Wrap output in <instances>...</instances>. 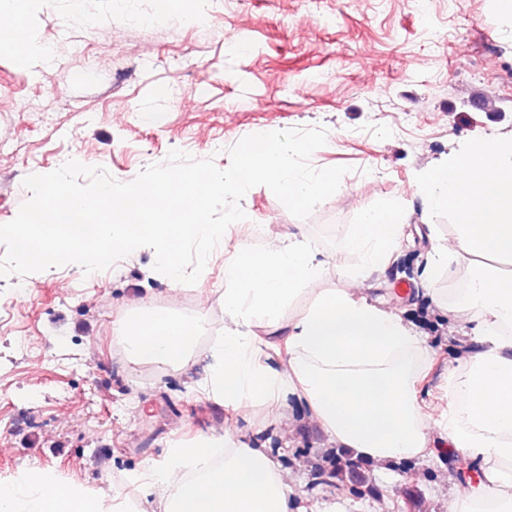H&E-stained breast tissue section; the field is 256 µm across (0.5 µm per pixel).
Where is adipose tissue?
Returning a JSON list of instances; mask_svg holds the SVG:
<instances>
[{
  "instance_id": "adipose-tissue-1",
  "label": "adipose tissue",
  "mask_w": 512,
  "mask_h": 512,
  "mask_svg": "<svg viewBox=\"0 0 512 512\" xmlns=\"http://www.w3.org/2000/svg\"><path fill=\"white\" fill-rule=\"evenodd\" d=\"M303 145L257 133L236 160L209 171L205 182L172 171L148 181L115 180L86 192L64 176H40L44 201L17 224L0 226L27 268L45 264L92 271L123 254L152 248L161 276L182 278L179 259L189 244L202 246L200 264L224 254V334L211 350L200 387L242 410L285 408L305 400L331 439L354 456L379 462L424 456L430 434L480 464L478 478L451 500L448 512H512V277L495 269L476 272L468 303L453 306L467 324L471 346L463 373L449 372L448 408L441 420L422 411L414 390L421 340L412 323L360 294V281L385 272L404 236V209L389 202L352 227L344 247L363 258L350 288H322L324 262L310 239L290 234L256 251L228 252L224 235L234 215L212 224L208 215L224 196L243 193L261 180L304 207L336 188L331 174L309 178L299 159ZM417 193L426 211L451 212L452 238L437 242L428 258L434 279L449 258L512 256V137H478L458 145L422 172ZM313 304L296 320L279 313L303 292ZM282 331L286 367L267 365L254 345L255 317ZM200 321L144 309L116 330L130 361L176 370L191 364ZM160 512H301L295 483L258 448H231L226 438L173 440L161 463L136 477ZM0 512H141L138 502L102 496L64 484L43 469L21 472L0 485Z\"/></svg>"
}]
</instances>
